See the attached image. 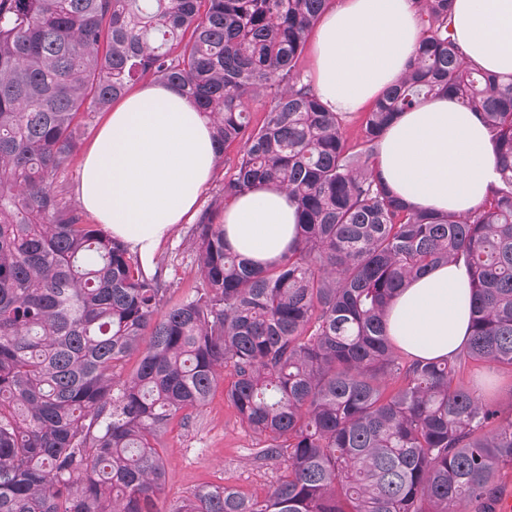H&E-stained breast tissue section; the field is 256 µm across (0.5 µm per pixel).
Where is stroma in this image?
<instances>
[{"mask_svg": "<svg viewBox=\"0 0 512 512\" xmlns=\"http://www.w3.org/2000/svg\"><path fill=\"white\" fill-rule=\"evenodd\" d=\"M194 224L179 225L157 254L167 266L172 283L168 304L191 295L198 283L196 254L191 247ZM232 381L224 373L209 403L192 424L173 421L162 437L166 458V481L161 495L163 512L189 498L204 483L224 484L262 497L277 482L282 465L256 461L258 439L244 426L224 390Z\"/></svg>", "mask_w": 512, "mask_h": 512, "instance_id": "1", "label": "stroma"}]
</instances>
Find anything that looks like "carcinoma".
Segmentation results:
<instances>
[{
  "label": "carcinoma",
  "instance_id": "obj_1",
  "mask_svg": "<svg viewBox=\"0 0 512 512\" xmlns=\"http://www.w3.org/2000/svg\"><path fill=\"white\" fill-rule=\"evenodd\" d=\"M329 2L0 0V512H161L160 434L189 425L226 368L255 459L286 468L263 497L206 484L171 512H497L512 397L457 375L512 372V76L459 49L453 0H415L416 55L351 141L299 67ZM147 76L193 101L218 157L240 146L195 227L200 284L169 308L168 281L88 223L63 180L85 122ZM440 96L481 115L499 172L464 215L416 209L377 175L388 125ZM258 185L298 213L292 248L262 268L226 248L223 224ZM457 262L464 348L406 356L387 333L394 299Z\"/></svg>",
  "mask_w": 512,
  "mask_h": 512
}]
</instances>
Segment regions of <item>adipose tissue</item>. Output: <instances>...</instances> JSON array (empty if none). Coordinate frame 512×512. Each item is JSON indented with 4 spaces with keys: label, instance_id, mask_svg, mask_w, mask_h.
<instances>
[{
    "label": "adipose tissue",
    "instance_id": "ef3b65f1",
    "mask_svg": "<svg viewBox=\"0 0 512 512\" xmlns=\"http://www.w3.org/2000/svg\"><path fill=\"white\" fill-rule=\"evenodd\" d=\"M452 23L468 59L512 75V0H454ZM419 36L414 0H343L316 28L317 94L331 111H359L401 77ZM215 163L211 129L195 105L174 87L149 85L105 119L85 154L77 197L148 266L194 215ZM378 171L404 202L439 213H469L497 181L480 114L450 97L397 116L379 143ZM296 236V207L283 189L256 187L224 210L226 247L257 266L279 259ZM470 295L460 262L414 279L389 310L392 342L414 358L457 354L470 330Z\"/></svg>",
    "mask_w": 512,
    "mask_h": 512
}]
</instances>
